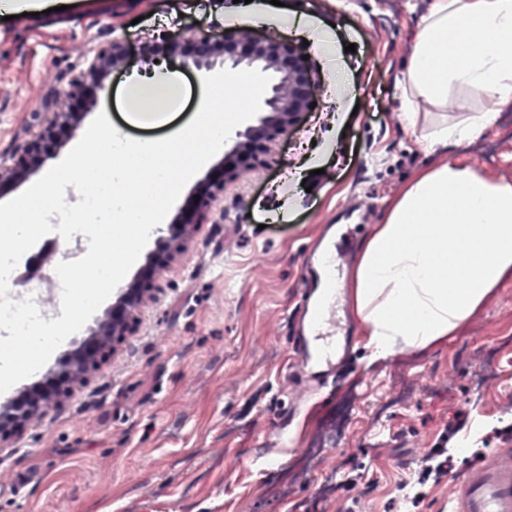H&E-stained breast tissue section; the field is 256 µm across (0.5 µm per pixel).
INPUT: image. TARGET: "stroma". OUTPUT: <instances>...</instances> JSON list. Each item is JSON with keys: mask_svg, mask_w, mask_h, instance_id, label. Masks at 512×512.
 I'll list each match as a JSON object with an SVG mask.
<instances>
[{"mask_svg": "<svg viewBox=\"0 0 512 512\" xmlns=\"http://www.w3.org/2000/svg\"><path fill=\"white\" fill-rule=\"evenodd\" d=\"M267 19L305 14L336 65L305 50L323 90L303 122L279 135L263 165L225 185L186 249L157 280L133 336L22 435L0 447V512H449L462 475L512 448V278L447 340L365 367L349 272L391 197L433 160L422 137L441 116L494 111L495 121L448 158L512 180V105L455 98L447 114L402 120L397 78L431 0H252ZM39 16L0 20V165L17 161L61 94L115 39L125 64L86 99L78 126L58 130L45 167L60 162L98 114L134 140H161L196 116L204 89L175 64L179 106L168 123L129 119L124 78L150 67L187 32L220 35L240 21L233 0H55ZM339 90H332L333 82ZM306 182H297L298 173ZM347 225L336 255V323L352 338L338 373L314 387L298 335L315 286L311 261ZM36 245L42 272L81 258L87 236ZM444 448L452 465L415 484L418 459Z\"/></svg>", "mask_w": 512, "mask_h": 512, "instance_id": "stroma-1", "label": "stroma"}]
</instances>
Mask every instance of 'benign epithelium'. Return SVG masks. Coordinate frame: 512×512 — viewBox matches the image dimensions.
Here are the masks:
<instances>
[{
	"mask_svg": "<svg viewBox=\"0 0 512 512\" xmlns=\"http://www.w3.org/2000/svg\"><path fill=\"white\" fill-rule=\"evenodd\" d=\"M303 49L278 37H258L242 26L215 39L191 34L169 42L168 59H180L198 70L215 74L222 70H258L275 76L260 111L236 131L232 146L224 152L219 166L207 179L199 200L185 211V218L167 225L150 252L147 266L127 285L119 289L112 306L95 318L85 335L73 341V349L51 371L47 381L37 383L16 399L0 405V443L7 441L34 424L60 402L74 386L85 379L116 346L132 335L138 325V314L153 298L152 280L163 272L177 254L185 249L193 227L200 223L202 211L213 201L224 185L253 168L271 148L275 138L298 125L311 108L319 92V82ZM127 47L114 40L102 47L88 62L86 70L73 79L57 99L44 102L51 117L37 139L27 143L23 155L10 166H0V183L19 181L43 164L46 141L53 139L64 126H76L81 113L72 111L75 102L103 90L102 78L109 70L122 65Z\"/></svg>",
	"mask_w": 512,
	"mask_h": 512,
	"instance_id": "7a95c632",
	"label": "benign epithelium"
}]
</instances>
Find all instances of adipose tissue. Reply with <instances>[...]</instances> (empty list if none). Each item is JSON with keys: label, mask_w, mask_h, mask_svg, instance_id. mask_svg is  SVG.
Returning a JSON list of instances; mask_svg holds the SVG:
<instances>
[{"label": "adipose tissue", "mask_w": 512, "mask_h": 512, "mask_svg": "<svg viewBox=\"0 0 512 512\" xmlns=\"http://www.w3.org/2000/svg\"><path fill=\"white\" fill-rule=\"evenodd\" d=\"M175 75L126 80L133 112L162 110ZM403 116L421 105L447 111L453 94L512 105V0H433L402 73ZM488 117L445 119L423 136L435 157L391 198L364 241L347 282L367 364L451 336L512 278V180H492L449 161Z\"/></svg>", "instance_id": "adipose-tissue-1"}]
</instances>
